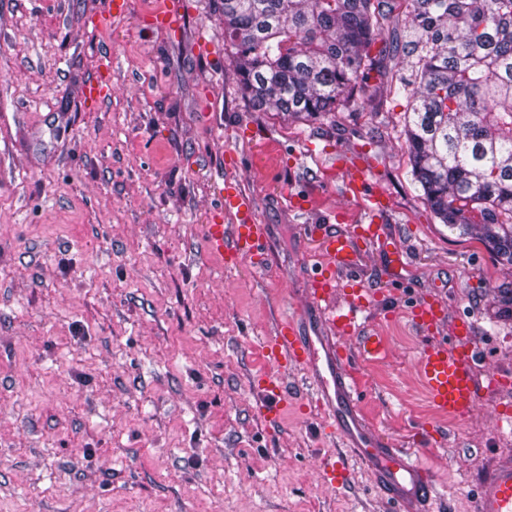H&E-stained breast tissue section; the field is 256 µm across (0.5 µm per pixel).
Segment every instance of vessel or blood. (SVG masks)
<instances>
[{"label": "vessel or blood", "instance_id": "obj_1", "mask_svg": "<svg viewBox=\"0 0 512 512\" xmlns=\"http://www.w3.org/2000/svg\"><path fill=\"white\" fill-rule=\"evenodd\" d=\"M336 167L343 174L342 190L348 197H364L369 221L351 232H336L327 225L310 228L324 264L315 266L305 301L281 318L264 348L270 361L279 366L297 365L306 369L316 401L328 428L343 447L350 449L371 470L381 497L398 512H435L438 492L419 455L394 447L361 417L357 385L349 360L341 351L344 337L357 339L360 354L368 360L384 357L387 344L382 337L363 332L364 314L369 306L370 289L359 276L360 260L367 251L384 253L390 264L400 266L404 255L391 241L379 222L385 206L384 194L372 186L367 166L359 160L338 157ZM219 194L232 223L205 225L207 251L219 255L226 266L248 261L263 266L265 246L270 239L269 225L255 215L252 197L237 180L225 178ZM346 279V307H330L337 276ZM445 314L440 306L423 302L416 306V326L429 333L419 357V371L429 397L439 411L458 418L469 416L478 403L476 352L469 344V322L455 324L448 337H438ZM266 412L278 416L285 399L282 382L260 376ZM477 512H512V457L494 462L488 477L480 484Z\"/></svg>", "mask_w": 512, "mask_h": 512}]
</instances>
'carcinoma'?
<instances>
[{"instance_id": "obj_1", "label": "carcinoma", "mask_w": 512, "mask_h": 512, "mask_svg": "<svg viewBox=\"0 0 512 512\" xmlns=\"http://www.w3.org/2000/svg\"><path fill=\"white\" fill-rule=\"evenodd\" d=\"M406 6L395 55L409 81L400 131L441 223L512 265V0H224V40L264 112H334L362 90L383 26Z\"/></svg>"}]
</instances>
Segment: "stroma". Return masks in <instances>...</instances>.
I'll return each mask as SVG.
<instances>
[{
	"label": "stroma",
	"instance_id": "35a3bbf8",
	"mask_svg": "<svg viewBox=\"0 0 512 512\" xmlns=\"http://www.w3.org/2000/svg\"><path fill=\"white\" fill-rule=\"evenodd\" d=\"M0 0V512H390L368 467L326 431L304 370L266 359L264 338L303 300L319 261L309 224L363 223L336 158L363 159L406 255L366 253L367 331L345 339L362 418L419 450L443 512H476L495 457L512 456V265L435 219L414 184L403 108L381 57L360 96L317 117L255 109L224 43L223 0ZM211 46L202 49L199 29ZM111 57L112 94L85 84ZM233 177L271 227L264 270L227 269L204 226ZM433 300L473 324L479 405L439 413L417 373L425 336L410 308ZM292 395L270 422L258 374ZM344 462L329 486L324 463Z\"/></svg>",
	"mask_w": 512,
	"mask_h": 512
}]
</instances>
